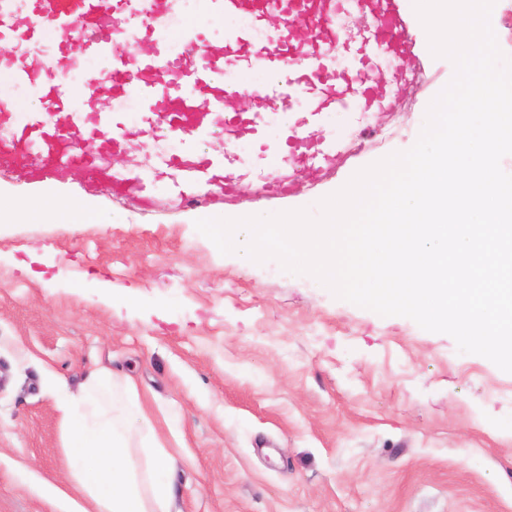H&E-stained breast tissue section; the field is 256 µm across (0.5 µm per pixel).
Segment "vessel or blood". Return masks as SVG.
<instances>
[{
  "mask_svg": "<svg viewBox=\"0 0 512 512\" xmlns=\"http://www.w3.org/2000/svg\"><path fill=\"white\" fill-rule=\"evenodd\" d=\"M174 0H29L26 16L15 15L10 0H0V71L28 83L44 107L35 118L22 117L10 101L0 99V126L11 130L0 139V167L32 178L60 181L80 175L108 184L116 198L152 200V179L144 173H113L109 159L120 154L129 131L115 116L80 108L67 79L73 47L106 56L110 68L90 85L92 94L107 87L139 99L145 107V134L197 137L222 127L227 143L221 154L185 150L163 157L162 167L174 173L173 195L179 205L205 209L217 202H268L287 196L297 181L289 165L327 175L337 160L356 154V140L318 141L311 125L322 111L368 112L383 101L399 104L407 90L406 71L398 59L410 54L413 41L399 10V0H210L209 15L221 20L248 15L254 22L278 20L264 42L256 44L246 30L230 31L222 46L188 32L181 48L166 36ZM360 13L369 28L352 39L343 17ZM142 37L136 55L116 51L129 28ZM54 36L57 51L44 61L33 48ZM356 46L359 65L336 85L323 76L337 47ZM395 60L390 84L373 86L371 61ZM259 64L273 77L262 85L227 82L231 59ZM317 90L309 118L287 127L283 166L256 177L235 161L233 139L260 135L259 119L268 111H287L297 95Z\"/></svg>",
  "mask_w": 512,
  "mask_h": 512,
  "instance_id": "vessel-or-blood-1",
  "label": "vessel or blood"
}]
</instances>
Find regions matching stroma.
<instances>
[{"label":"stroma","instance_id":"obj_1","mask_svg":"<svg viewBox=\"0 0 512 512\" xmlns=\"http://www.w3.org/2000/svg\"><path fill=\"white\" fill-rule=\"evenodd\" d=\"M207 0L175 15L223 43L235 19ZM415 83L394 110L332 114L317 138L362 129L365 151L333 175L307 171L264 214L320 199L410 149L453 63L414 37ZM237 141L262 169L285 118ZM82 195L105 224L0 223V512H63L71 483L60 400L93 376L139 402L128 446L175 461L172 512H512V373L446 334L334 297L308 275L224 255L174 204L168 170L151 204L78 179L0 172V198Z\"/></svg>","mask_w":512,"mask_h":512}]
</instances>
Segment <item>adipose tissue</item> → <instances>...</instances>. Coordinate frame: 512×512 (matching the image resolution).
<instances>
[{
    "instance_id": "adipose-tissue-1",
    "label": "adipose tissue",
    "mask_w": 512,
    "mask_h": 512,
    "mask_svg": "<svg viewBox=\"0 0 512 512\" xmlns=\"http://www.w3.org/2000/svg\"><path fill=\"white\" fill-rule=\"evenodd\" d=\"M10 216L34 217L43 224L103 220L82 196L49 203L20 199L1 203L0 223ZM61 411L73 483L71 490H57L59 499L70 502L75 491L92 502L94 512H169L168 504L175 495L171 460L157 457L141 469L130 458L127 435L141 408L128 391L96 377L79 395L63 402Z\"/></svg>"
}]
</instances>
